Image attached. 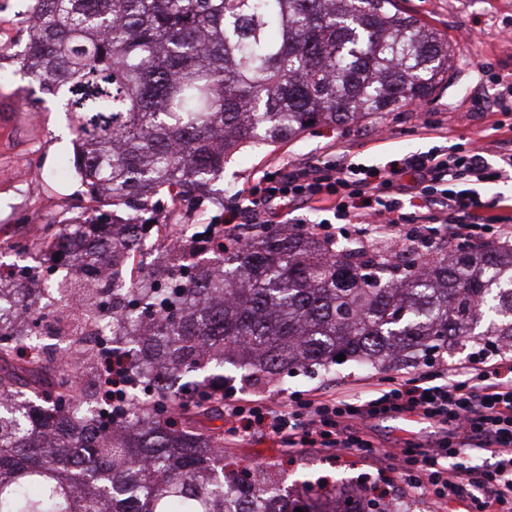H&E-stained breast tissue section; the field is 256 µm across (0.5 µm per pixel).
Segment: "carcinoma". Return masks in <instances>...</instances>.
Wrapping results in <instances>:
<instances>
[{"mask_svg":"<svg viewBox=\"0 0 512 512\" xmlns=\"http://www.w3.org/2000/svg\"><path fill=\"white\" fill-rule=\"evenodd\" d=\"M33 2L17 61L70 115L88 206L32 246L112 226L73 259L87 279L109 263L116 288L74 279V319L111 320L127 370L114 393L97 349L82 350L87 379L54 369L37 352L42 308L0 297V512H365L306 482L291 492L276 461L233 469L224 427L199 421L224 419L230 369L255 387L350 362L416 367L472 340L512 352V243L424 260L259 224L199 265L182 255L195 238L148 263L141 240L158 191L202 205L198 186L243 147L430 97L447 39L397 0ZM7 308L27 321L6 324Z\"/></svg>","mask_w":512,"mask_h":512,"instance_id":"carcinoma-1","label":"carcinoma"}]
</instances>
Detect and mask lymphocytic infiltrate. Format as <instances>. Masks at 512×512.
I'll use <instances>...</instances> for the list:
<instances>
[{"instance_id":"obj_1","label":"lymphocytic infiltrate","mask_w":512,"mask_h":512,"mask_svg":"<svg viewBox=\"0 0 512 512\" xmlns=\"http://www.w3.org/2000/svg\"><path fill=\"white\" fill-rule=\"evenodd\" d=\"M505 179H512V149L498 136L435 146L381 166L345 156L314 161L242 191L241 205L225 211L221 227L238 236L242 223L270 224L309 208L325 213L313 230L326 238L338 223L398 246L483 245L512 240V197L480 191ZM408 412L446 433L426 447L409 442L388 452L400 482L443 508L459 503L465 512H512V358L475 359L451 373L417 370L365 398L224 396L232 438L263 433L291 448H347L363 457L378 452L370 422Z\"/></svg>"}]
</instances>
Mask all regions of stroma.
<instances>
[{
    "label": "stroma",
    "mask_w": 512,
    "mask_h": 512,
    "mask_svg": "<svg viewBox=\"0 0 512 512\" xmlns=\"http://www.w3.org/2000/svg\"><path fill=\"white\" fill-rule=\"evenodd\" d=\"M406 13L436 29L448 40L452 53L448 78L434 93L417 104L369 118L347 127H318L276 147L249 146L235 153L224 165L223 176L209 186L211 200L188 216L191 224L218 223L225 210L239 203L240 189L256 184L264 175L288 164L316 158L333 159L334 144H341L364 164L384 163L414 151L432 147L421 129L423 119L439 122L451 139L479 138L488 134L495 114L480 112L478 105L490 101L494 88L479 71L491 62L497 73L512 75V0H399ZM31 0H0V71L8 76L0 86V244L10 245L26 236L31 224H60L86 205L76 177L56 179L59 163L73 153L72 135L65 113L51 97L20 71L13 51L24 46L26 18ZM32 173L27 183L14 181L16 167ZM388 375L352 364L315 376H297L284 384L261 387V395L284 398L296 391L344 390L363 396L385 388ZM372 433L381 448H398L405 440L421 445L433 443L435 426L423 423L409 429L403 419L371 421ZM235 456L244 465L278 461L288 487L324 479L337 488L359 485L383 486L388 497L411 505L413 512H436L426 499L415 496L401 482L382 483L380 474L388 464L351 451L286 447L263 434L232 440Z\"/></svg>",
    "instance_id": "stroma-1"
}]
</instances>
